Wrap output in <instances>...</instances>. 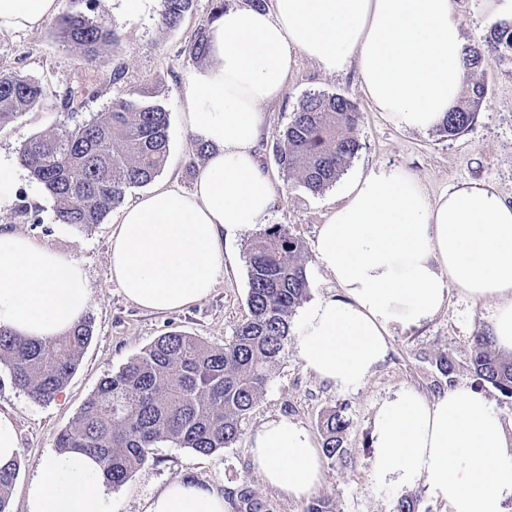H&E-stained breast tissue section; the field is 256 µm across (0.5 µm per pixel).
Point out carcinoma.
<instances>
[{
  "label": "carcinoma",
  "instance_id": "obj_1",
  "mask_svg": "<svg viewBox=\"0 0 512 512\" xmlns=\"http://www.w3.org/2000/svg\"><path fill=\"white\" fill-rule=\"evenodd\" d=\"M61 0L56 27L64 41L80 50L86 62L119 40L117 26L91 17L96 0ZM194 0H162L160 26L177 27ZM224 12V0H210L207 20L198 27L181 53L194 63L208 57L207 29ZM489 41L497 51L512 54V25L490 26ZM466 67L473 73L487 64L483 50H465ZM163 91L140 95L119 92L105 112L63 124L34 136L18 151L20 163L55 199L56 219L88 229L104 221L127 189L151 183L163 171L168 156V112L154 98ZM41 85L16 72H0V125L40 104ZM486 97L479 81L471 82L467 101L452 110L440 126L457 136L472 125ZM60 109L80 112L67 89L58 96ZM360 121L356 105L341 93H310L292 113L276 146L277 160L287 176L319 193L332 184L359 150L354 130ZM302 243L283 224H274L247 248L249 316L232 339L213 346L196 336L171 332L156 339L139 355L104 377L71 425L56 438L62 453L94 456L103 481L122 484L148 460L159 442H171L211 454L229 448L272 378L290 335V320L309 293L302 262ZM93 335L89 318L67 334L45 340L27 339L0 328V365L9 370L13 385L38 403H47L67 383ZM478 378L512 397V356L495 349L490 333L474 336L470 360ZM349 421L333 410L322 419V448L332 459L344 453ZM18 464L0 467V512H9L11 488Z\"/></svg>",
  "mask_w": 512,
  "mask_h": 512
}]
</instances>
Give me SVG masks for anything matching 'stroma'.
<instances>
[{"mask_svg":"<svg viewBox=\"0 0 512 512\" xmlns=\"http://www.w3.org/2000/svg\"><path fill=\"white\" fill-rule=\"evenodd\" d=\"M96 17L117 23L120 40L106 48L101 65L88 66L79 51L62 43L53 21L39 29L0 35V70L14 71L38 81L43 97L38 107L0 125V160L16 163L18 149L28 138L53 130L65 116L55 107L63 88L88 95L86 112H103L116 94L112 66L125 68L124 91L150 92L164 83L161 100L168 112L169 153L154 186H178L192 191L199 175L189 165L196 134L182 119V102L188 77L194 69L182 55L199 24L205 22L209 0H195L191 12L173 29L160 27L161 0H97ZM455 12L466 44L485 49L487 64L475 78L485 84L487 96L474 123L464 133L450 137L431 129L409 131L377 112L354 73L328 74L306 58H299L290 73L282 99L262 106V134L257 156L275 185L270 211L263 223L225 236L224 270L210 295L179 312L151 313L129 302L109 276L112 226L119 216L111 211L102 224L81 229L55 220L56 203L32 180L25 168L17 170V196L0 212V229L20 232L36 244L79 260L91 292L86 311L93 337L69 382L47 403L34 402L16 388L6 368L0 367V412L15 423L21 453L20 470L11 489V512H26V492L41 458L54 451L57 435L65 430L107 374L118 371L165 333L182 331L215 346L231 340L238 324L249 315L247 247L263 228L286 225L303 245L309 281L308 302L338 295L330 273L321 266L316 244L321 224L345 200L351 182L376 165H393L416 178L436 196L468 181L495 185L512 201V59L487 47L490 24L481 0H455ZM342 93L361 113L355 135L360 144L337 181L315 194L287 177L276 161V138L288 124L302 98L309 93ZM495 310L491 300L475 302L451 293L447 307L423 326L396 331L389 353L360 387L340 390L304 369L295 333L299 318L274 375L241 425L232 447L203 455L168 442L156 444L144 466L123 484L106 486L112 512H143L148 498L177 478L214 484L237 492L249 490L259 512H305L309 500L292 499L269 489L251 465V441L268 419L285 416L319 435L320 421L332 410L342 411L350 426L344 437V457L324 459L323 479L314 498L327 499L333 512H392L402 495L416 499L417 512H449L435 501L423 482L408 486L380 484L372 476L375 456L372 423L380 403L402 388H412L428 398L447 391L450 384L467 385L489 396L504 424L512 431V398L503 396L478 379L470 367L473 338L487 328ZM450 354L456 364L453 377H444L436 364L440 354ZM312 497V498H313Z\"/></svg>","mask_w":512,"mask_h":512,"instance_id":"stroma-1","label":"stroma"}]
</instances>
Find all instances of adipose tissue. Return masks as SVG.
<instances>
[{"label": "adipose tissue", "mask_w": 512, "mask_h": 512, "mask_svg": "<svg viewBox=\"0 0 512 512\" xmlns=\"http://www.w3.org/2000/svg\"><path fill=\"white\" fill-rule=\"evenodd\" d=\"M59 0H0V35L33 31ZM465 43L452 0H272L268 9L225 10L208 27V65L195 69L183 102L187 125L212 151L193 191L163 187L121 213L110 277L128 301L173 311L206 298L223 267L224 234L266 217L274 185L256 155L259 108L281 99L298 57L328 73L355 70L376 111L427 131L459 102ZM317 258L339 295L302 315L304 368L338 389L364 384L396 331L420 327L451 289L498 302L491 331L512 351V202L470 181L430 197L402 169L380 165L359 179L318 234ZM90 302L82 264L28 237L0 232V327L33 339L69 332ZM380 482L423 481L451 512H505L512 499V433L492 401L466 386L430 400L400 389L373 420ZM252 465L290 498L322 480V457L301 423L265 422ZM27 512H112L99 463L49 453L27 490ZM144 512H231L222 488L176 479Z\"/></svg>", "instance_id": "adipose-tissue-1"}]
</instances>
